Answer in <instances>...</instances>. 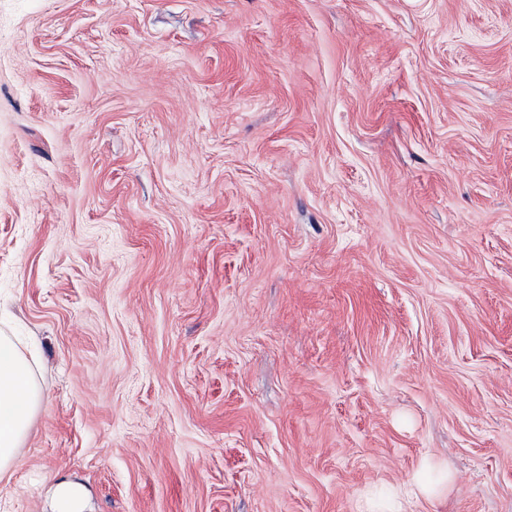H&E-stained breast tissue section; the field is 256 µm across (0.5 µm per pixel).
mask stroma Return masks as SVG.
<instances>
[{"instance_id": "obj_1", "label": "stroma", "mask_w": 512, "mask_h": 512, "mask_svg": "<svg viewBox=\"0 0 512 512\" xmlns=\"http://www.w3.org/2000/svg\"><path fill=\"white\" fill-rule=\"evenodd\" d=\"M0 334V512H512V0H0ZM43 403L30 362L8 336H0V474L11 469L17 448ZM56 511L54 512H78L80 507V492L71 483L60 482L54 494Z\"/></svg>"}]
</instances>
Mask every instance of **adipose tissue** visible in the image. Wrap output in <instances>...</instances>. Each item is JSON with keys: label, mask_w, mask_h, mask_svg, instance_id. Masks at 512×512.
<instances>
[{"label": "adipose tissue", "mask_w": 512, "mask_h": 512, "mask_svg": "<svg viewBox=\"0 0 512 512\" xmlns=\"http://www.w3.org/2000/svg\"><path fill=\"white\" fill-rule=\"evenodd\" d=\"M42 403L43 392L27 357L9 337L0 336V474L11 469Z\"/></svg>", "instance_id": "obj_1"}]
</instances>
